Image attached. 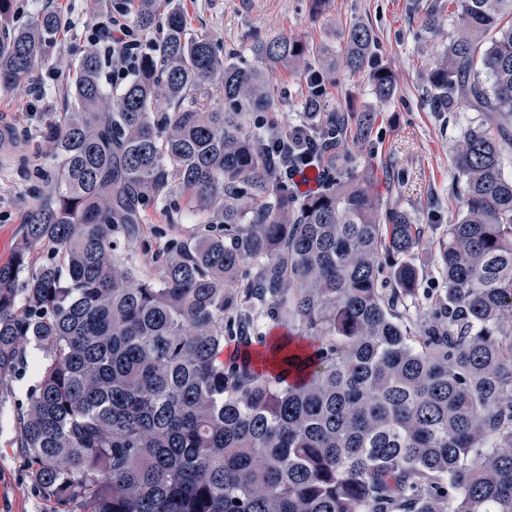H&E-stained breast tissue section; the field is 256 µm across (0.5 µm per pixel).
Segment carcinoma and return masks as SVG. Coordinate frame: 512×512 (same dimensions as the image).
<instances>
[{
	"mask_svg": "<svg viewBox=\"0 0 512 512\" xmlns=\"http://www.w3.org/2000/svg\"><path fill=\"white\" fill-rule=\"evenodd\" d=\"M449 6L456 31L427 73L430 104L489 123L462 135V217L437 244L448 288L415 332L400 306L418 284L407 256L420 230L367 188L350 149L375 112L306 87L313 189L279 186L258 151L272 76L326 86L327 58L279 35L240 67L175 0L134 3L141 30L163 12L167 25L118 94L98 51L82 55L68 111L41 130L53 194L0 264V380L25 371L28 346L42 351L15 429L55 512H512V0H435L428 33ZM63 25L53 10L0 25V90L31 77ZM342 63L394 96L365 25ZM178 194L199 224L171 240L155 279L120 237ZM267 318L312 352L284 336L255 361H224V337Z\"/></svg>",
	"mask_w": 512,
	"mask_h": 512,
	"instance_id": "1",
	"label": "carcinoma"
}]
</instances>
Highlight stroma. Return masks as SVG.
Returning a JSON list of instances; mask_svg holds the SVG:
<instances>
[{"label":"stroma","instance_id":"1","mask_svg":"<svg viewBox=\"0 0 512 512\" xmlns=\"http://www.w3.org/2000/svg\"><path fill=\"white\" fill-rule=\"evenodd\" d=\"M430 0H331L322 16L311 13L310 0H179L189 28L209 36L221 54L235 55L244 66L253 65L248 47L255 40L285 34L311 49L341 56L349 30L361 23L373 33L379 64L396 77L389 101L372 93L365 75L340 74L328 85L330 106L352 101L377 113L370 140L353 148L359 168L369 171V187L387 206L406 211L424 235L412 255L419 284L403 302L404 316L422 318L446 285L437 269L435 244L449 224L461 215L460 185L456 178L455 148L465 129L486 123L485 113L468 108L455 112L430 111L426 74L455 28L446 17L440 38L422 33ZM116 0H11L9 21L20 26L43 9L58 11L65 20L51 57L38 65L32 77L12 89L0 90V262L8 260L21 240L28 210L53 192L55 160L40 130L50 113L63 112L71 99L74 65L91 46L89 36ZM272 87L284 107L265 113L268 123L304 119L306 82L283 74ZM166 229L178 237L196 225L186 216L184 202L175 206H147L134 243L139 265L153 276L161 270L153 256L164 246L158 235ZM41 353L29 348L31 363L23 374L0 381V512H52L53 505L29 476L13 424L18 404L24 403L39 380L33 368Z\"/></svg>","mask_w":512,"mask_h":512}]
</instances>
